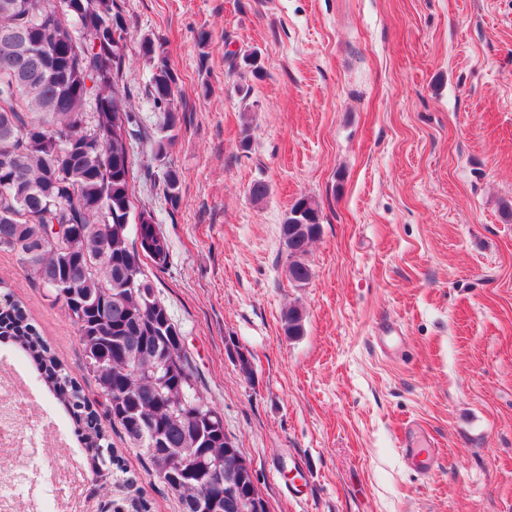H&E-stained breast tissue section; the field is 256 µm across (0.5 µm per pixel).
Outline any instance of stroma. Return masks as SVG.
<instances>
[{
	"label": "stroma",
	"instance_id": "obj_1",
	"mask_svg": "<svg viewBox=\"0 0 512 512\" xmlns=\"http://www.w3.org/2000/svg\"><path fill=\"white\" fill-rule=\"evenodd\" d=\"M118 4L123 82L146 132L130 151L133 201L169 245L147 274L269 512H512V0ZM146 38L178 78L181 122L161 161ZM253 48L258 80L230 68ZM165 166L179 176L175 206ZM257 180L269 186L259 202ZM303 196L320 205L321 234L299 286L280 226ZM0 279L94 396L62 305L12 252L0 251ZM291 307L296 338L283 328ZM387 324L401 336L393 351L377 341ZM1 352L32 414L86 462L37 371L12 341ZM409 426L438 450L429 474L403 458ZM109 434L151 512H180L123 429Z\"/></svg>",
	"mask_w": 512,
	"mask_h": 512
}]
</instances>
